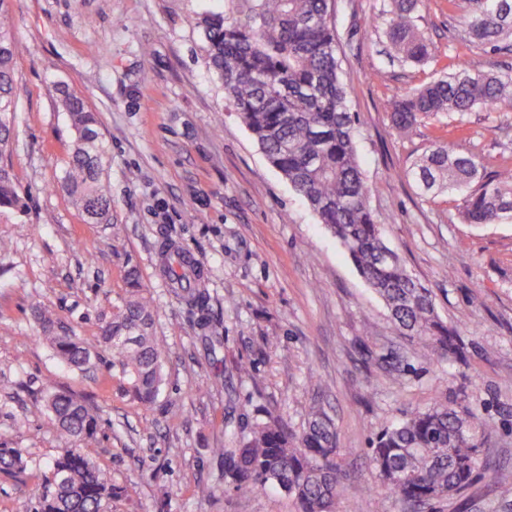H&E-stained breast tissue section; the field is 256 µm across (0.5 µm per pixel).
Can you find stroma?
<instances>
[{
	"label": "stroma",
	"instance_id": "1",
	"mask_svg": "<svg viewBox=\"0 0 512 512\" xmlns=\"http://www.w3.org/2000/svg\"><path fill=\"white\" fill-rule=\"evenodd\" d=\"M225 0H9L17 95L6 153L23 207L0 210V444L28 449L38 468L0 475V512L37 499L67 440L40 401L47 386L88 400L99 415L86 453L126 496L112 512H294L268 488L247 497L225 486L214 454L256 410L300 430L311 411L336 426L345 470L339 512H404L379 485L369 444L406 415L461 403L492 418V468L471 488L422 512H512V221L465 224L462 199L423 195L408 171L436 144L475 155L487 172L512 168V112L424 117L394 129L390 107L451 60L512 71V49L466 40L463 9L426 0L418 25L435 48L423 67L383 52L391 0H336L338 57L356 114L370 204L391 215L387 245L434 294L437 313L467 344V362L423 355L397 331L373 292L313 212L266 161L226 102L195 20ZM95 112L108 147L104 178L112 221L89 223L61 186L74 131L57 87ZM174 243L201 270L219 359L196 315L171 294L161 250ZM137 267L154 299L165 381L149 407L135 401L109 349L70 369L41 337L51 309L93 340ZM249 365L241 375L240 365ZM211 487L210 496L196 492Z\"/></svg>",
	"mask_w": 512,
	"mask_h": 512
}]
</instances>
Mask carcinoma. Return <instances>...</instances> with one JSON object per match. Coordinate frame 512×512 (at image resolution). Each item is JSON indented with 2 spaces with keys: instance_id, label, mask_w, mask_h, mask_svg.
Returning <instances> with one entry per match:
<instances>
[{
  "instance_id": "obj_1",
  "label": "carcinoma",
  "mask_w": 512,
  "mask_h": 512,
  "mask_svg": "<svg viewBox=\"0 0 512 512\" xmlns=\"http://www.w3.org/2000/svg\"><path fill=\"white\" fill-rule=\"evenodd\" d=\"M334 3L227 0V8L201 15L196 26L225 99L268 162L345 247L397 326L437 358L462 360L465 344L459 333L440 319L430 289L385 243L382 220L370 206L355 150V118L341 78ZM7 4L0 0V115L5 116L19 106L14 63L20 52ZM422 6L424 0H394L385 28L388 55L414 67L434 58L431 42L417 25ZM464 25L473 43L498 50L512 41V0H467ZM56 91L76 134L62 186L90 221L108 224L112 199L102 184L108 149L97 119L81 97L59 87ZM483 109L512 112V73L458 62L400 95L392 104L391 121L404 132L422 116ZM412 176L424 195L461 196L467 224H500L512 217V170L489 174L479 159L457 153L449 143L416 163ZM21 207L12 170L0 163V210ZM164 264L175 298L208 311V294L190 258L170 249ZM125 280L121 305L92 342L46 310H37L36 318L55 355L77 370L92 364L99 347L110 349L135 398L150 406L164 381L163 347L153 333L154 305L139 272L128 269ZM41 400L52 428L72 444L53 461L37 506L20 500L14 512H111L112 500L125 489L112 484L80 448L98 427L93 408L56 387L45 388ZM257 413L263 418L243 427L238 446L215 449L224 482L241 495L277 488L294 502L295 512H336L344 473L332 420L314 412L296 433L281 417ZM492 433L491 421L470 408L436 404L382 430L371 448V464L392 498L420 505L469 488L480 470L488 469L483 451ZM31 465L27 449L0 446V474L15 477Z\"/></svg>"
}]
</instances>
